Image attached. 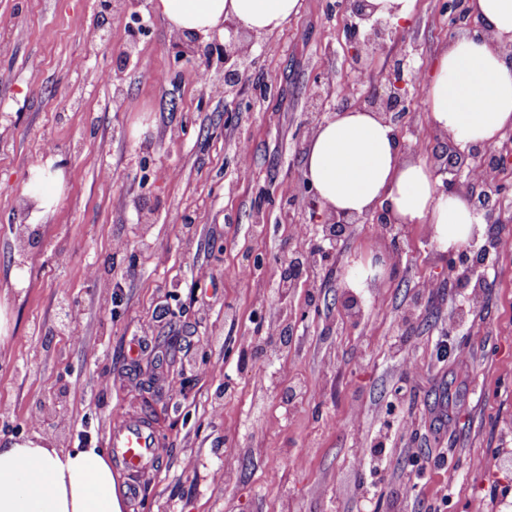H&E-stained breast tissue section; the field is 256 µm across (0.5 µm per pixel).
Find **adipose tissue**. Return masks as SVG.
<instances>
[{
	"mask_svg": "<svg viewBox=\"0 0 512 512\" xmlns=\"http://www.w3.org/2000/svg\"><path fill=\"white\" fill-rule=\"evenodd\" d=\"M301 0H155L171 31L223 35L225 18L267 36L300 11ZM469 16L490 40L462 36L438 54L425 119L462 143L498 146L512 131V0H469ZM322 208L388 212L400 224L427 225L444 252L466 243L482 219L459 194L444 193L431 165L405 157L394 125L359 108L317 127L304 163ZM104 450L53 448L39 438L0 443V512H122Z\"/></svg>",
	"mask_w": 512,
	"mask_h": 512,
	"instance_id": "1",
	"label": "adipose tissue"
}]
</instances>
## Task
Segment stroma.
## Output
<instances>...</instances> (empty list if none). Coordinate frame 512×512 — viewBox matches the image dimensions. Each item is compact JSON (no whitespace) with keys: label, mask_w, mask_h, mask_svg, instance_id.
Instances as JSON below:
<instances>
[{"label":"stroma","mask_w":512,"mask_h":512,"mask_svg":"<svg viewBox=\"0 0 512 512\" xmlns=\"http://www.w3.org/2000/svg\"><path fill=\"white\" fill-rule=\"evenodd\" d=\"M441 5L416 0L360 74L363 30L337 0H302L229 94L175 58L152 0L99 34L96 0H0V440L69 448L84 429L105 449L113 414L151 418L159 466L126 512H364L371 497L378 512H512V249H489L482 287L463 290L425 225L322 242L304 176L315 127L402 63L401 148L440 152L420 107L455 35ZM49 158L60 193L45 209L30 181ZM313 247L279 301L281 274ZM253 257L263 266L243 278ZM350 265L368 276L357 313Z\"/></svg>","instance_id":"1"}]
</instances>
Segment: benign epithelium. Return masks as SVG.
<instances>
[{
	"mask_svg": "<svg viewBox=\"0 0 512 512\" xmlns=\"http://www.w3.org/2000/svg\"><path fill=\"white\" fill-rule=\"evenodd\" d=\"M344 8L350 16L369 23L364 38L366 45L357 42L352 47L351 58L356 70L363 72L368 65V50L372 46H382L391 31V20L376 16V7L370 0H344ZM443 9L448 13L451 27L464 29L477 41L484 40V35L475 32L468 20L465 0H445ZM256 41V35L245 31L237 20H224V39L213 37L204 40L199 34L181 36L176 34L171 42V49L179 60L207 61L214 57L224 60V86L227 92L234 91L249 70L250 50ZM388 91L379 95H361L355 107L377 113L386 121L395 125L398 134H403V126L397 113L404 111L408 93L409 80L404 70L397 69L387 78ZM444 150L434 157V174L443 176L446 190L462 194L476 214L488 223H503L499 197L509 189V184L499 181L500 161L506 157L510 148L499 149L481 144L463 145L452 136L444 135ZM479 166L486 169V178L482 182L471 179V170ZM311 209L320 213L324 237L339 239L349 234L353 225L363 221L361 217H352L344 213L336 214L321 208L317 194H312ZM479 237L474 232L467 244L449 254L450 268L467 267L472 263V244Z\"/></svg>",
	"mask_w": 512,
	"mask_h": 512,
	"instance_id": "obj_1",
	"label": "benign epithelium"
}]
</instances>
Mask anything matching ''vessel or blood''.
I'll return each instance as SVG.
<instances>
[{
	"mask_svg": "<svg viewBox=\"0 0 512 512\" xmlns=\"http://www.w3.org/2000/svg\"><path fill=\"white\" fill-rule=\"evenodd\" d=\"M159 441L150 419L113 416L109 432L112 466L124 476L154 473Z\"/></svg>",
	"mask_w": 512,
	"mask_h": 512,
	"instance_id": "obj_1",
	"label": "vessel or blood"
}]
</instances>
